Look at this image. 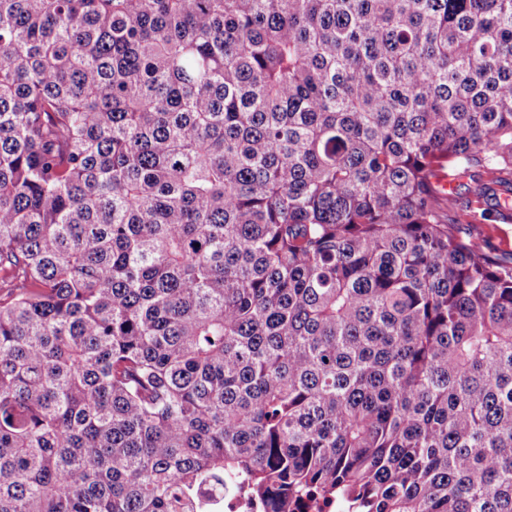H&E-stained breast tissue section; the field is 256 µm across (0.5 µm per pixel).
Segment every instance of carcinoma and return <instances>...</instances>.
<instances>
[{"instance_id": "obj_1", "label": "carcinoma", "mask_w": 512, "mask_h": 512, "mask_svg": "<svg viewBox=\"0 0 512 512\" xmlns=\"http://www.w3.org/2000/svg\"><path fill=\"white\" fill-rule=\"evenodd\" d=\"M512 0H0V512H512ZM465 186L458 189L448 203V222L461 234L485 252H492L504 261L512 262V210L492 211L494 201L478 198L476 184L462 178L456 184ZM488 209V210H485ZM198 497L207 512H256V504L242 493L230 494L228 490L223 492L202 489Z\"/></svg>"}]
</instances>
